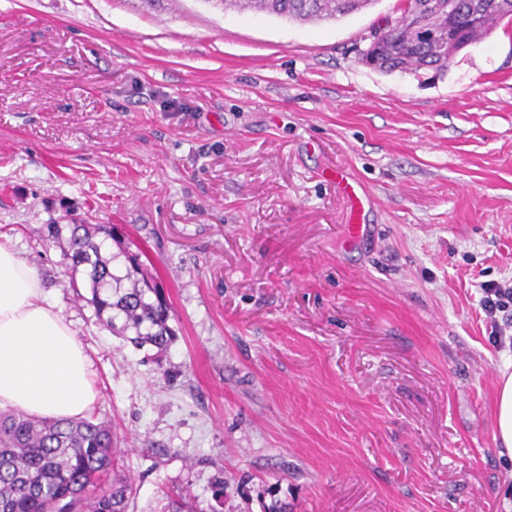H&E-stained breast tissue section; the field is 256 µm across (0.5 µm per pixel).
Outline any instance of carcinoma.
Masks as SVG:
<instances>
[{
	"label": "carcinoma",
	"instance_id": "1",
	"mask_svg": "<svg viewBox=\"0 0 512 512\" xmlns=\"http://www.w3.org/2000/svg\"><path fill=\"white\" fill-rule=\"evenodd\" d=\"M375 0H224V9L258 11L301 22L336 19L367 9ZM493 25L475 30L471 41L491 34L512 9L484 0ZM392 42L390 56L375 68L385 73L415 72L432 66L448 67V56L436 43L415 42L402 15L387 16L378 25ZM63 257L76 270L84 267L91 282V298L98 318L112 332L136 347L150 345L158 354L175 340L169 326L172 304L156 281L143 270L140 254L125 251L128 262L121 287L102 254L107 240L121 242L112 224H70ZM112 423L93 417L42 420L13 410L0 412V512H126L132 485L112 477L117 459Z\"/></svg>",
	"mask_w": 512,
	"mask_h": 512
}]
</instances>
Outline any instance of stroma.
Returning <instances> with one entry per match:
<instances>
[{
    "label": "stroma",
    "mask_w": 512,
    "mask_h": 512,
    "mask_svg": "<svg viewBox=\"0 0 512 512\" xmlns=\"http://www.w3.org/2000/svg\"><path fill=\"white\" fill-rule=\"evenodd\" d=\"M400 0L301 23L222 0H0V233L72 322L126 512H512V24L437 73L361 61ZM342 167L373 193L345 242ZM118 224L164 355L101 325L46 224ZM480 290L481 309L489 322L490 336H493L499 345L506 340L505 336H510L509 342L512 345V280L482 282ZM508 331L510 334H507ZM510 366L500 370V385L496 400V439L501 445L500 457L512 466V372Z\"/></svg>",
    "instance_id": "1"
}]
</instances>
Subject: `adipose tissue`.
Wrapping results in <instances>:
<instances>
[{"label":"adipose tissue","mask_w":512,"mask_h":512,"mask_svg":"<svg viewBox=\"0 0 512 512\" xmlns=\"http://www.w3.org/2000/svg\"><path fill=\"white\" fill-rule=\"evenodd\" d=\"M96 399L88 356L49 301L35 265L0 239V408L39 418L85 415ZM496 438L512 461V370L502 369Z\"/></svg>","instance_id":"obj_1"}]
</instances>
